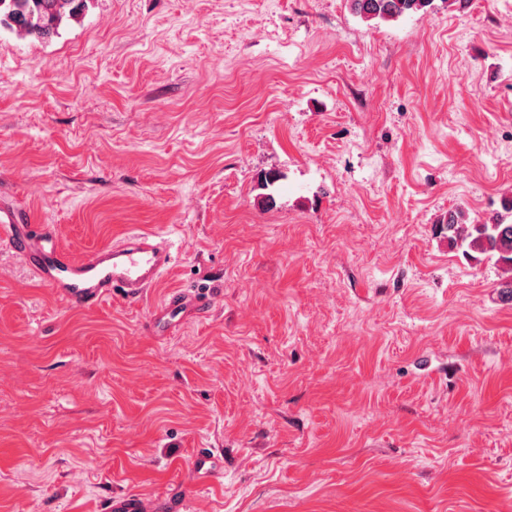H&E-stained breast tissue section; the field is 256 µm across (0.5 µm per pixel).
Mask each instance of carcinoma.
<instances>
[{"label":"carcinoma","mask_w":512,"mask_h":512,"mask_svg":"<svg viewBox=\"0 0 512 512\" xmlns=\"http://www.w3.org/2000/svg\"><path fill=\"white\" fill-rule=\"evenodd\" d=\"M88 0H0V27L6 26L19 38L48 40L59 34L62 25L78 20ZM360 17L393 21L407 14L426 11L432 0H351ZM448 247L470 259L475 255L493 258L503 272L511 276L505 282L512 299V223L505 216L491 223L469 221L466 213L451 210L442 222Z\"/></svg>","instance_id":"1"}]
</instances>
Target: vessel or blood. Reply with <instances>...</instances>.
<instances>
[{
  "mask_svg": "<svg viewBox=\"0 0 512 512\" xmlns=\"http://www.w3.org/2000/svg\"><path fill=\"white\" fill-rule=\"evenodd\" d=\"M0 248L27 266L59 300L87 311L115 297L131 304L144 302L176 262L168 243L153 232H136L121 245L73 255L59 246L52 225L30 223L27 212L19 207L0 206ZM210 307L209 297L170 291L153 307L146 330L165 338L177 323L203 318ZM221 456L217 448L197 450L192 469L200 486L218 484L215 461ZM106 512H145V507L136 494L116 493L109 498Z\"/></svg>",
  "mask_w": 512,
  "mask_h": 512,
  "instance_id": "obj_1",
  "label": "vessel or blood"
}]
</instances>
